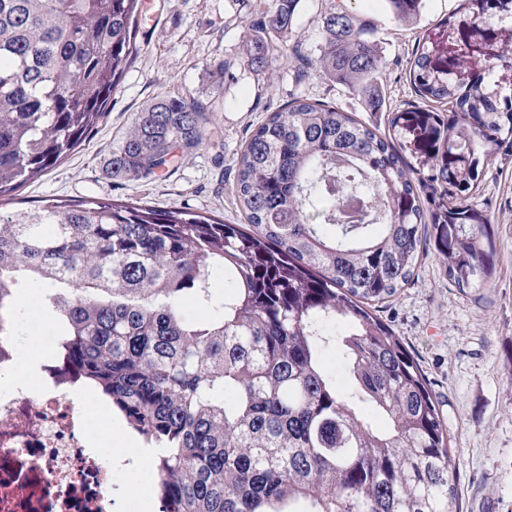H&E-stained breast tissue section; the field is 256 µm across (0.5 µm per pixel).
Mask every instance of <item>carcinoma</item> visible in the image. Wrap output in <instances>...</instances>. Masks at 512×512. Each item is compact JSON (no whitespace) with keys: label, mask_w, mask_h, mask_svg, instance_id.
Listing matches in <instances>:
<instances>
[{"label":"carcinoma","mask_w":512,"mask_h":512,"mask_svg":"<svg viewBox=\"0 0 512 512\" xmlns=\"http://www.w3.org/2000/svg\"><path fill=\"white\" fill-rule=\"evenodd\" d=\"M299 2L271 0L244 47L253 70L271 66L268 35L292 31ZM330 2L305 63L377 112L378 45ZM382 2L400 23L423 8ZM141 13V0H0V197L96 130ZM508 18L512 0H465L446 22L487 48L464 78L460 56L436 69L438 46L416 51L411 82L448 112L394 113L398 143L324 102L268 112L234 160L246 224L107 197L0 216V317L22 284L46 288L63 357L153 446L160 512H458L437 397L371 307L409 284L430 240L459 289L494 273V226L471 197L493 147L512 146V88L493 75L512 67ZM213 140L206 103L159 97L112 150V177L154 176Z\"/></svg>","instance_id":"1"}]
</instances>
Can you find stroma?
<instances>
[{
	"instance_id": "35a3bbf8",
	"label": "stroma",
	"mask_w": 512,
	"mask_h": 512,
	"mask_svg": "<svg viewBox=\"0 0 512 512\" xmlns=\"http://www.w3.org/2000/svg\"><path fill=\"white\" fill-rule=\"evenodd\" d=\"M462 4L424 0L419 20L405 25L387 13L382 0H349L350 10L371 27L384 61V109L371 112L342 86L299 69V55H314L321 41L329 0H301L293 31L266 72L247 65L243 46L269 0H146L136 29L140 52L94 135L18 188L11 201L0 204V214L14 218L44 200L107 195L245 223L232 161L268 110L298 95L336 105L387 132L389 113L422 105L409 78L418 43L440 37L443 19L456 17ZM221 62L230 65L223 76L216 72ZM173 93L212 103L222 148L176 159L169 170L146 179L113 180L108 163L124 131L144 105ZM472 201L495 225L498 254L489 282L457 288L431 252L378 316L413 354L438 398L457 466L460 512H512V147L494 149Z\"/></svg>"
}]
</instances>
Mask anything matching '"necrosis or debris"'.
<instances>
[{
    "mask_svg": "<svg viewBox=\"0 0 512 512\" xmlns=\"http://www.w3.org/2000/svg\"><path fill=\"white\" fill-rule=\"evenodd\" d=\"M59 335L22 344L0 321V512H113L112 419L77 400ZM39 370L31 387L20 366Z\"/></svg>",
    "mask_w": 512,
    "mask_h": 512,
    "instance_id": "obj_1",
    "label": "necrosis or debris"
}]
</instances>
